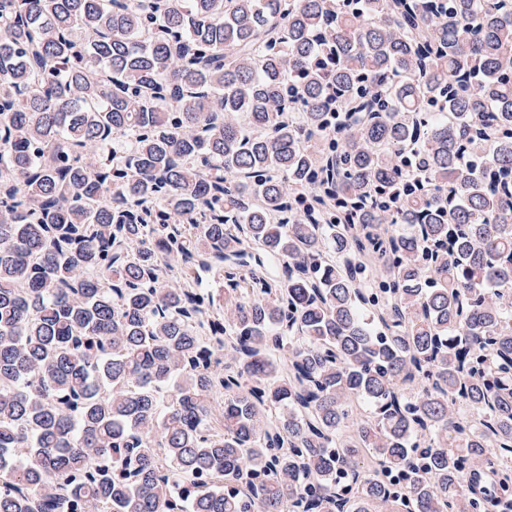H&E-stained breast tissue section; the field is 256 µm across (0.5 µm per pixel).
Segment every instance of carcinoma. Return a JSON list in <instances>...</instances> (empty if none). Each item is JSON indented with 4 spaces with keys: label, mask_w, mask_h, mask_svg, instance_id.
<instances>
[{
    "label": "carcinoma",
    "mask_w": 512,
    "mask_h": 512,
    "mask_svg": "<svg viewBox=\"0 0 512 512\" xmlns=\"http://www.w3.org/2000/svg\"><path fill=\"white\" fill-rule=\"evenodd\" d=\"M0 512H512V0H0Z\"/></svg>",
    "instance_id": "cac0c4a2"
}]
</instances>
